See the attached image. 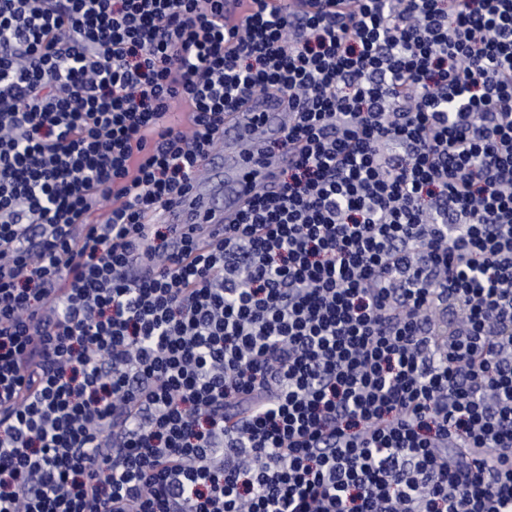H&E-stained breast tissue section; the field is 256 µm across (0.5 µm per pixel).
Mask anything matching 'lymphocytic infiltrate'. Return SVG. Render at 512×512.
Returning <instances> with one entry per match:
<instances>
[{"label":"lymphocytic infiltrate","instance_id":"lymphocytic-infiltrate-1","mask_svg":"<svg viewBox=\"0 0 512 512\" xmlns=\"http://www.w3.org/2000/svg\"><path fill=\"white\" fill-rule=\"evenodd\" d=\"M227 2L0 0V512H512V0ZM255 113H261L264 127L272 137L281 136L292 118L279 100L258 98L226 119L224 158L211 155L205 160L209 181L196 185L191 193L195 209L204 218L202 222L210 224L211 231L231 224L248 199L250 185L254 181L272 184L276 170L291 158L288 152L267 157L251 140L249 131Z\"/></svg>","mask_w":512,"mask_h":512}]
</instances>
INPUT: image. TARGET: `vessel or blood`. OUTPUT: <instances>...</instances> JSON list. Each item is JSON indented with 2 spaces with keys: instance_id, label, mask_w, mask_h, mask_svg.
<instances>
[{
  "instance_id": "b4317fda",
  "label": "vessel or blood",
  "mask_w": 512,
  "mask_h": 512,
  "mask_svg": "<svg viewBox=\"0 0 512 512\" xmlns=\"http://www.w3.org/2000/svg\"><path fill=\"white\" fill-rule=\"evenodd\" d=\"M261 115L270 136L278 137L287 129L291 116L276 99L258 98L232 114L224 123V155L209 156L205 168L210 178L196 185L191 193L195 209L210 230H221L231 223L245 205L250 186L256 181L273 182L276 170L289 160L288 153L274 157L263 154L250 136L254 115Z\"/></svg>"
}]
</instances>
